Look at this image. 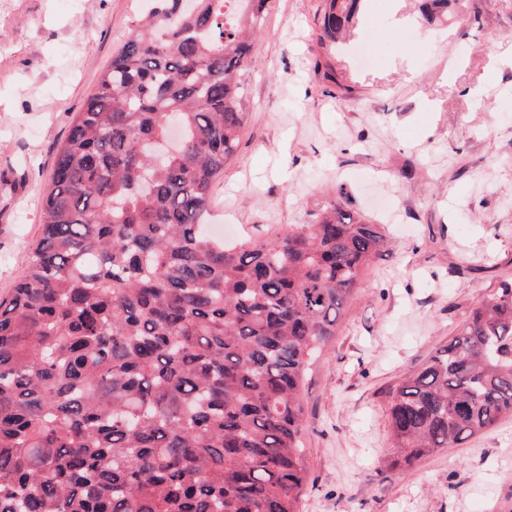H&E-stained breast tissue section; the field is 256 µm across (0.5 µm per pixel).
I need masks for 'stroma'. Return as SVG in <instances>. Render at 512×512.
<instances>
[{"mask_svg":"<svg viewBox=\"0 0 512 512\" xmlns=\"http://www.w3.org/2000/svg\"><path fill=\"white\" fill-rule=\"evenodd\" d=\"M323 0H275L249 112L209 221L236 239L316 222L329 201L392 240L309 371L297 512H512V417L397 465L389 388L512 272V0H366L336 52ZM143 0H0V296L26 272L57 147ZM419 11L422 19L428 23H442L448 19V11L461 0H420Z\"/></svg>","mask_w":512,"mask_h":512,"instance_id":"1","label":"stroma"}]
</instances>
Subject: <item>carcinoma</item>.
Here are the masks:
<instances>
[{"label": "carcinoma", "mask_w": 512, "mask_h": 512, "mask_svg": "<svg viewBox=\"0 0 512 512\" xmlns=\"http://www.w3.org/2000/svg\"><path fill=\"white\" fill-rule=\"evenodd\" d=\"M59 147L27 271L0 297V512H296L301 384L378 224L233 245L204 217L247 121L274 0H152ZM461 0H420L428 23ZM364 0H326L323 37ZM512 415V276L393 388L399 464Z\"/></svg>", "instance_id": "1"}]
</instances>
